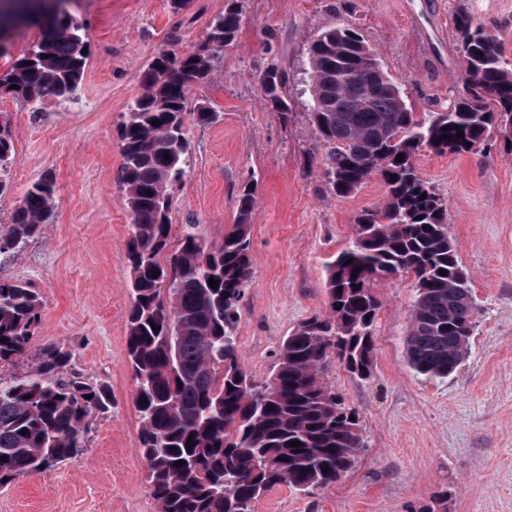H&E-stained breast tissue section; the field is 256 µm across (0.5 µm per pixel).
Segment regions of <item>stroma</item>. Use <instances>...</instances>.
<instances>
[{
	"label": "stroma",
	"instance_id": "35a3bbf8",
	"mask_svg": "<svg viewBox=\"0 0 512 512\" xmlns=\"http://www.w3.org/2000/svg\"><path fill=\"white\" fill-rule=\"evenodd\" d=\"M466 8L512 62V0H244L237 40L218 53L209 80L188 91L191 161L171 191L170 248L186 225L221 242L237 220L241 184L255 181L253 283L240 306L239 361L268 380L281 342L327 309L329 262L347 247L356 217L385 196L381 178L334 195L325 152L309 117L307 48L322 28L358 29L414 112L445 110L459 96L460 49L453 18ZM224 0H76L71 12L88 47L71 98L32 105L0 94L14 160L0 193V228L32 183L52 177L56 207L42 235L0 262V280L22 281L42 299L32 356L0 367L25 375L34 353L59 346L82 376L106 383L110 412L95 416L85 448L51 470L0 487V512H159L139 449V420L126 352L131 304L126 241L130 214L118 180L119 129L141 91V74L160 51L186 53L203 41ZM288 72L289 120L260 89L270 66ZM208 104L218 122L196 121ZM443 199L450 235L471 277L479 317L470 351L445 379L417 375L403 348L416 295L411 275L380 279L372 377L354 379L338 362L325 378L360 411L365 448L331 489L280 485L253 512H512V156L500 136L481 152L416 160Z\"/></svg>",
	"mask_w": 512,
	"mask_h": 512
}]
</instances>
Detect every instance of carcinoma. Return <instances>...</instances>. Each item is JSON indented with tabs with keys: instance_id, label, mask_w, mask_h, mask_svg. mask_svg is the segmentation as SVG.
I'll list each match as a JSON object with an SVG mask.
<instances>
[{
	"instance_id": "1",
	"label": "carcinoma",
	"mask_w": 512,
	"mask_h": 512,
	"mask_svg": "<svg viewBox=\"0 0 512 512\" xmlns=\"http://www.w3.org/2000/svg\"><path fill=\"white\" fill-rule=\"evenodd\" d=\"M241 15L242 0H226L205 43L219 51L234 43ZM22 26L37 28L40 38L0 77V92L26 101L68 97L87 64L82 25L62 7L34 12L25 5L0 19L1 57ZM454 28L463 91L450 110L419 115L357 30L324 28L310 43V119L326 148L328 183L344 197L378 175L386 195L356 219L352 242L329 266L326 314L309 317L283 340L265 383L241 367L237 336L239 303L253 281L256 186L243 185L237 223L220 245L189 224L178 250L162 258L170 191L189 168L187 93L209 79L215 55L164 51L143 71V91L119 130L120 182L131 216L127 353L140 451L160 512H252L276 486L336 485L363 451L364 438L359 411L322 375L334 357L358 379L371 377L381 309L374 280L411 273L417 281L404 336L417 374L446 378L468 355L479 308L466 300L472 289L449 235L447 207L420 176L416 159L424 149L475 153L493 129L512 120V64L467 10L455 13ZM287 81L286 71L273 68L260 82L285 121ZM12 160V137L0 127V175ZM55 205L53 179L34 182L12 224L0 230V260L39 236ZM211 278L218 288H211ZM40 312L37 292L0 281V365L29 355ZM69 362L67 350L50 347L26 375L0 382V486L78 455L91 419L112 407L110 388L68 372ZM293 440L301 445H290Z\"/></svg>"
}]
</instances>
